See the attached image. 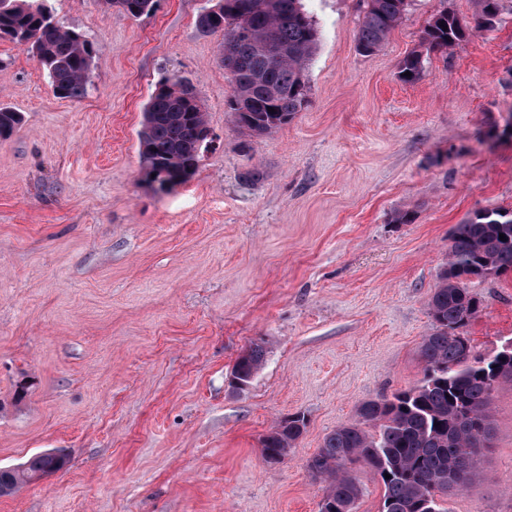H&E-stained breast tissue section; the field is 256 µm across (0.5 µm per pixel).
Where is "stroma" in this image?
I'll use <instances>...</instances> for the list:
<instances>
[{
	"instance_id": "obj_1",
	"label": "stroma",
	"mask_w": 512,
	"mask_h": 512,
	"mask_svg": "<svg viewBox=\"0 0 512 512\" xmlns=\"http://www.w3.org/2000/svg\"><path fill=\"white\" fill-rule=\"evenodd\" d=\"M204 4L158 0L134 20L52 0L95 42L78 98L0 40V104L23 115L0 140V468L68 459L0 497V512H319L325 484L307 463L324 437L424 376L450 230L512 209V0L480 30L478 0H408L372 54L355 42L362 0H303L319 31L309 106L250 138L226 110L220 38L196 26ZM444 10L472 34L400 81ZM173 72L216 139L192 178L159 192L138 132ZM469 288L482 309L466 334L486 355L512 338V274ZM255 343L265 363L233 391ZM296 413L305 433L267 463L262 437ZM490 427L449 512H512V383Z\"/></svg>"
}]
</instances>
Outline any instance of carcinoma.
<instances>
[{
  "instance_id": "cac0c4a2",
  "label": "carcinoma",
  "mask_w": 512,
  "mask_h": 512,
  "mask_svg": "<svg viewBox=\"0 0 512 512\" xmlns=\"http://www.w3.org/2000/svg\"><path fill=\"white\" fill-rule=\"evenodd\" d=\"M478 26H492L499 0H480ZM131 18L149 16L155 0H98ZM356 33L358 48L374 53L401 20L407 0H363ZM198 28L222 37L219 60L231 84L228 112L238 130L259 136L292 121L308 104L305 70L319 40L302 0H208L197 15ZM469 35L448 11L435 15L422 49L402 61L398 78L416 79L424 52H446ZM0 39L27 46L48 74L57 96H82L91 82L94 44L79 29L60 21L51 0H0ZM411 76H405V73ZM20 113L0 105V139L12 136ZM207 126L194 85L168 74L160 78L146 104L139 150L145 179L166 190L191 178L200 160L196 144ZM505 235L500 240L499 234ZM512 271V217L502 210L477 212L456 225L448 263L438 275L429 309L433 331L424 337L422 381L407 390L363 403L358 421L337 427L308 462L327 483L319 512H354L361 495L349 466L368 468L384 488L381 512H449L440 496L471 484L482 451L490 448L493 394L512 380V355L474 353L463 328L481 311L468 282ZM265 349L252 345L232 375L250 382L261 368ZM307 427L305 415L277 422L261 441L267 462L287 457ZM51 463L41 453L13 469L0 468V496L38 477ZM391 478H385V475Z\"/></svg>"
}]
</instances>
